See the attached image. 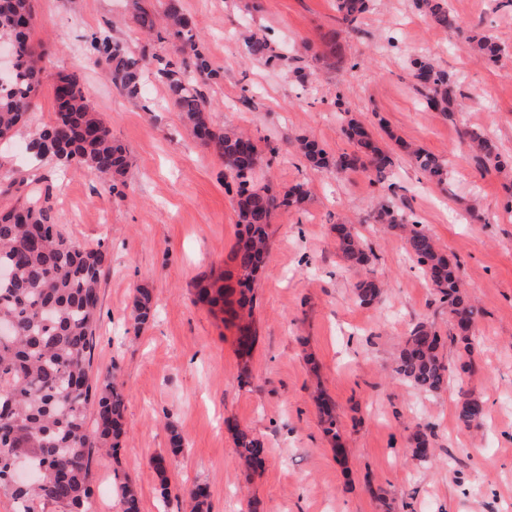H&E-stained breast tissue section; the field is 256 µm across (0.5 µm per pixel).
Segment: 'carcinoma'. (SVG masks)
I'll return each mask as SVG.
<instances>
[{"mask_svg": "<svg viewBox=\"0 0 512 512\" xmlns=\"http://www.w3.org/2000/svg\"><path fill=\"white\" fill-rule=\"evenodd\" d=\"M338 22L354 31L358 19L373 0H335ZM415 7L432 24L457 35L480 57L496 62L504 53L492 35H467L448 9V0H414ZM131 18L142 31L162 28L179 43L176 61L157 70L167 87L173 107L191 126L195 137L214 150L224 170L238 181V241L232 260L238 271L233 283H213L199 289L198 300L215 305L227 301L225 310L237 331L240 353H251L256 342L253 319L254 283L264 269L269 252V227L277 211L298 208L308 191L296 184L280 195L254 185L261 150L250 137L233 129L214 130L209 122V102L198 88V79L212 75L206 56L194 39L193 23L181 0H165L163 11H148L142 0H131ZM33 13L31 0H0V39L13 45L15 63L6 85H0V138L24 121L33 95L47 73V64L32 50L29 33ZM88 51L94 62L106 68L120 92L140 94L143 73L155 57L134 56L106 35L94 36ZM247 54L267 63L277 58L270 43L257 36L246 42ZM410 75L426 103L444 112L452 111L456 98L454 74L426 56L409 61ZM54 121L29 141L27 151L41 160L48 158L70 167L85 168L107 181L108 191L128 167L127 152L112 138L108 126L89 104L88 91L75 78L59 73L53 85ZM344 131L356 150L332 161L319 144L306 137L300 151L314 167L333 165L338 170L367 166L380 179L393 166L392 149L380 144L363 122L344 119ZM478 160L505 175L512 163L495 140L466 130ZM396 145L429 180H447V169L435 155L398 139ZM376 221L389 231L402 233L405 250L423 270L442 299L448 302L455 323V336L468 343L477 310L462 290L454 265L433 238L417 224L409 223L404 211L385 206ZM341 259L351 266L369 262L366 245L347 224L334 226ZM107 254L72 242L55 223L52 207L37 199L0 211V265L12 270L0 278V323L12 325V336L0 340V490L12 495L18 512H34V504H55L66 512H90L92 451L103 448L117 453L125 433L124 396L112 381V370L90 379L96 346L98 288ZM382 284L374 277L361 280L356 300L361 305L379 302ZM153 317L151 291L140 287L134 296L131 319L134 333ZM441 337L432 325L419 323L405 338L396 357L395 373L417 390L434 394L447 382L448 366L440 352ZM326 430L336 429V415L329 401L317 396ZM484 416L481 401L466 397L458 406V419L478 427ZM234 444L244 462L256 467L264 443L249 430L234 428ZM431 442L425 432L411 439V457L428 458ZM49 474L35 486L16 488L8 483L15 460ZM120 512H141L134 486L118 487ZM190 512H209L207 495L198 487L189 493Z\"/></svg>", "mask_w": 512, "mask_h": 512, "instance_id": "1", "label": "carcinoma"}]
</instances>
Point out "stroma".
<instances>
[{"label": "stroma", "mask_w": 512, "mask_h": 512, "mask_svg": "<svg viewBox=\"0 0 512 512\" xmlns=\"http://www.w3.org/2000/svg\"><path fill=\"white\" fill-rule=\"evenodd\" d=\"M213 70L199 87L215 129L236 126L259 145L257 177L273 191L306 184L303 210H281L254 285L258 340L251 357L235 351L220 313L196 303L198 283L233 270L237 185L202 145L146 72L138 97L117 91L87 47L107 35L133 53L168 61L175 40L146 38L126 0H32L30 40L48 61L26 121L0 139V209L49 198L71 240L109 255L99 290L93 366L111 367L125 395V434L116 455L92 463L91 512H119L115 486L132 482L141 512H189L186 490H207L210 512H512V191L484 169L462 137L489 134L512 155V7L500 0H449L462 29L496 36L494 63L432 27L412 0H375L356 31L337 30L334 0H181ZM268 39L280 60L249 57L244 38ZM338 66L323 65L331 41ZM433 43L438 65L459 77L452 115L427 106L407 57ZM74 75L93 108L127 150L115 192L91 172L32 162L25 146L55 118V73ZM348 109L376 138L397 136L445 160L451 177L426 179L403 153L377 180L358 167L316 170L297 150L315 139L331 156L354 145L336 121ZM401 207L450 260L480 310L471 346L445 345L448 384L428 395L394 372L400 345L420 321L448 336L447 303L406 253L401 236L374 217ZM353 225L373 251L351 269L336 249L334 224ZM376 277L379 304L354 291ZM152 292L155 317L134 332V290ZM251 382L239 385L241 369ZM323 389L336 405L345 455H336L312 399ZM482 400L480 427L457 417L463 395ZM264 443L261 465L246 468L232 426ZM427 432L432 452L411 459L410 439ZM183 445L172 448L171 432ZM164 458V469L155 461Z\"/></svg>", "instance_id": "obj_1"}]
</instances>
